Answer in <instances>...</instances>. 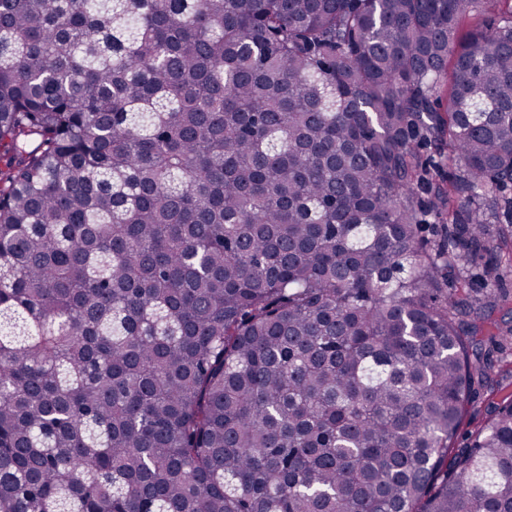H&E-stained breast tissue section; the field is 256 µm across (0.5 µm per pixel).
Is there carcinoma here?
<instances>
[{"label":"carcinoma","instance_id":"cac0c4a2","mask_svg":"<svg viewBox=\"0 0 512 512\" xmlns=\"http://www.w3.org/2000/svg\"><path fill=\"white\" fill-rule=\"evenodd\" d=\"M0 147V512H512V0H0ZM470 273L473 278V286L474 288L479 289L480 291H490V290H500L506 289L511 294L509 299L511 300V304L508 307H504L498 311H496L492 318L494 320H512V271H504L501 275V278L497 281H486L481 275V269H472Z\"/></svg>","mask_w":512,"mask_h":512}]
</instances>
